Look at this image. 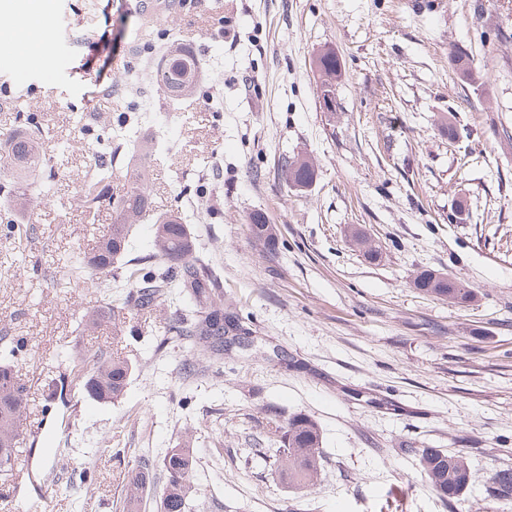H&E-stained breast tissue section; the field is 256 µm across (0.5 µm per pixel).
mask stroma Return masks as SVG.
<instances>
[{
	"label": "stroma",
	"instance_id": "35a3bbf8",
	"mask_svg": "<svg viewBox=\"0 0 512 512\" xmlns=\"http://www.w3.org/2000/svg\"><path fill=\"white\" fill-rule=\"evenodd\" d=\"M128 2L52 0L47 69L0 51V139L38 114L45 163L31 191L50 193L34 234L22 218L0 228V334L30 350L16 367L25 440L0 472V512H119L128 471L185 439L204 512H502L489 478L512 468V0H199L193 15L173 0L154 29ZM173 43L203 74L184 100L149 78ZM325 48L342 64L332 112L312 67ZM106 49L124 61L108 98L91 75ZM459 50L475 82L457 71ZM124 113L164 142L153 206L184 217L248 350L196 360L152 317L119 336L83 330L100 292L69 282L60 258L92 252L111 223L76 197L101 153L95 130ZM297 155L316 165L306 191L281 176ZM257 211L276 227L275 253L248 234ZM356 228L379 260L354 245ZM423 269L454 275L474 302L423 294ZM100 348L137 365L122 398L98 403L75 385L46 414L49 382ZM275 413L318 424L315 485L276 468ZM427 447L463 453L478 482L443 500L420 468ZM64 457L94 471L93 494L65 489Z\"/></svg>",
	"mask_w": 512,
	"mask_h": 512
}]
</instances>
